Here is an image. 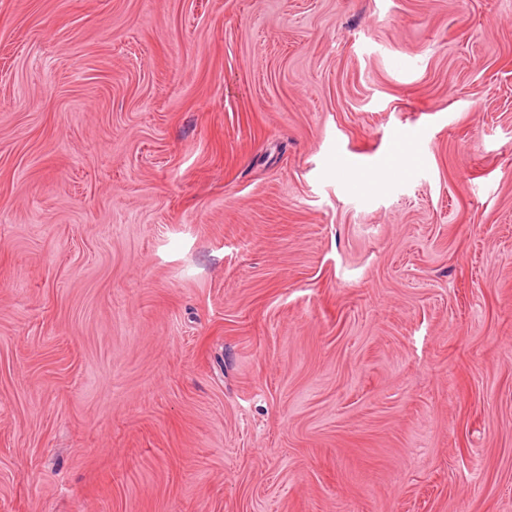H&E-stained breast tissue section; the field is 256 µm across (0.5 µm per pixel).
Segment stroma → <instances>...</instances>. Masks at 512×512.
Wrapping results in <instances>:
<instances>
[{
	"label": "stroma",
	"mask_w": 512,
	"mask_h": 512,
	"mask_svg": "<svg viewBox=\"0 0 512 512\" xmlns=\"http://www.w3.org/2000/svg\"><path fill=\"white\" fill-rule=\"evenodd\" d=\"M0 512H512V0H0Z\"/></svg>",
	"instance_id": "stroma-1"
}]
</instances>
